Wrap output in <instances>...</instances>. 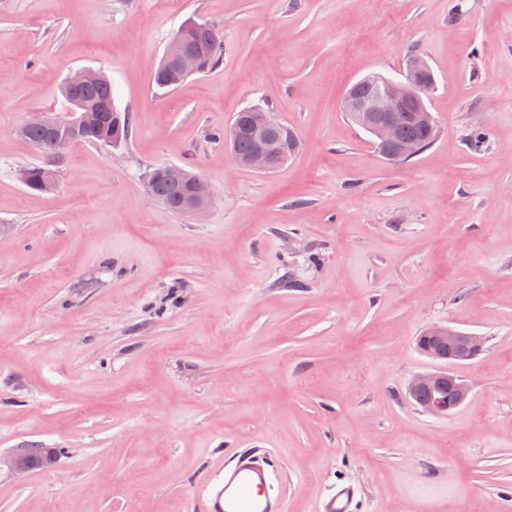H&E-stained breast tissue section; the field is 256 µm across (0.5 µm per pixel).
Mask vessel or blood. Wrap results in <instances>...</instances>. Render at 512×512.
<instances>
[{
    "instance_id": "b4317fda",
    "label": "vessel or blood",
    "mask_w": 512,
    "mask_h": 512,
    "mask_svg": "<svg viewBox=\"0 0 512 512\" xmlns=\"http://www.w3.org/2000/svg\"><path fill=\"white\" fill-rule=\"evenodd\" d=\"M273 467L258 451H233L201 484L194 512H285L281 497L269 491ZM360 493L351 483L336 484L321 497L316 512H358Z\"/></svg>"
}]
</instances>
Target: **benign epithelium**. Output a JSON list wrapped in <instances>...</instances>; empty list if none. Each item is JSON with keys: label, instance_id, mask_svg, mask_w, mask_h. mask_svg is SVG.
<instances>
[{"label": "benign epithelium", "instance_id": "7a95c632", "mask_svg": "<svg viewBox=\"0 0 512 512\" xmlns=\"http://www.w3.org/2000/svg\"><path fill=\"white\" fill-rule=\"evenodd\" d=\"M174 63L182 73L194 74L201 71V58L194 53L178 51ZM430 71V65L423 58L414 56L408 60L406 69L399 79L377 73L367 75V78L379 83L378 94L372 101L362 102L356 99L352 92L345 93L342 107L350 113L359 127L373 136L384 155L411 158L421 149L419 141L398 136L391 121L398 112L415 113L419 123L428 131H433L434 118L422 96L424 75ZM106 117H112L109 103L103 105L100 112H70L66 116L39 112L14 130V135L18 137L33 127L52 131L53 145L43 149L46 158V180L43 187L50 190L55 186L56 170L52 169L51 165L61 156V143L67 135ZM245 120L250 136L262 144V148L244 159L232 156L236 165L261 173H271L286 161L288 149L294 150L298 147L296 143L288 145L273 136V129L278 125V121L261 107L248 108L245 111ZM163 172L170 182L188 188L187 195L178 207L180 213L199 217L207 212L214 200V191L210 183L176 165L164 167ZM424 339L421 351L429 358L440 362L442 368L415 375L408 383L407 394L425 413L434 417H444L459 408L470 392L469 385L455 375L450 366L473 360L483 351L485 338L475 332L438 325L427 329L424 332ZM444 388L451 390L454 395L453 401L448 404L435 396L436 391ZM50 457L52 451L49 448H43L37 453L31 448H24L4 459L0 458V464L4 463L10 471L22 475L33 472L41 462Z\"/></svg>", "mask_w": 512, "mask_h": 512}]
</instances>
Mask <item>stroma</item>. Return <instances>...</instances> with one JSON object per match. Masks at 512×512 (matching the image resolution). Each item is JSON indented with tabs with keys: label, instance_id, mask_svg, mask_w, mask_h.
<instances>
[{
	"label": "stroma",
	"instance_id": "35a3bbf8",
	"mask_svg": "<svg viewBox=\"0 0 512 512\" xmlns=\"http://www.w3.org/2000/svg\"><path fill=\"white\" fill-rule=\"evenodd\" d=\"M189 19L222 56L157 88ZM413 56L437 138L388 161L341 102ZM85 68L132 135L31 191L13 131ZM264 103L300 139L267 174L222 139ZM164 165L213 186L204 216L149 194ZM440 324L486 343L434 417L406 388ZM21 448L55 454L0 472V512H190L228 448L270 453L287 512L339 481L361 512H512V0H0V453Z\"/></svg>",
	"mask_w": 512,
	"mask_h": 512
}]
</instances>
